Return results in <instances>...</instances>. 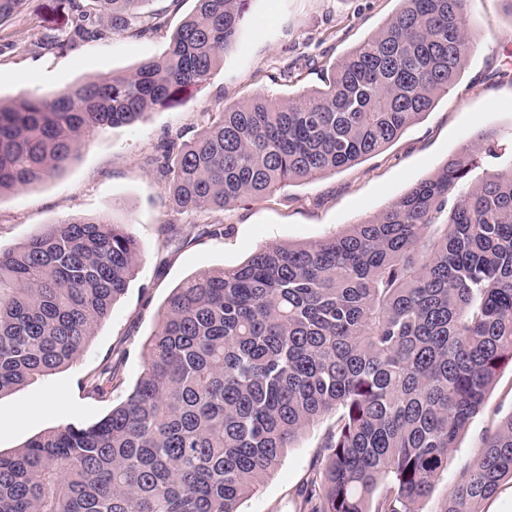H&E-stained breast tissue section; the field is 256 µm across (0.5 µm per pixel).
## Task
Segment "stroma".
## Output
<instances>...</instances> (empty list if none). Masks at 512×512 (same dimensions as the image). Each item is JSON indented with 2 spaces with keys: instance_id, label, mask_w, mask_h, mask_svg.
Instances as JSON below:
<instances>
[{
  "instance_id": "obj_1",
  "label": "stroma",
  "mask_w": 512,
  "mask_h": 512,
  "mask_svg": "<svg viewBox=\"0 0 512 512\" xmlns=\"http://www.w3.org/2000/svg\"><path fill=\"white\" fill-rule=\"evenodd\" d=\"M194 8L195 0H170L166 25L157 32L79 40L64 52L38 54L31 44L67 34L71 21L56 0H31L25 12L0 24V99L133 71L164 52ZM398 8V0H251L246 24L223 64L182 104L150 112L132 125L86 134L57 174L31 190L0 196V249L21 246L47 225L96 216L127 225L140 248L126 293L83 354L70 366L0 396V452H13L58 425L104 416L110 402L89 393L83 380L109 365L132 386L142 371V346L156 331L160 312L191 276L239 265L262 245L309 243L341 233L386 208L479 132L492 129L497 137L481 145L472 181L512 165V14L504 0H468L480 43L460 82L385 150L315 181L237 204L225 210L218 232L202 231L195 218L173 210L156 173L163 141L190 139L217 102L230 106L258 94L284 99L320 85L335 61ZM168 224L174 232H165ZM511 415L512 367L507 365L481 413L460 435L420 512H445L449 493L476 461L485 437ZM334 424L328 415L311 426L274 476L241 502V512H303L297 490L311 478L319 445Z\"/></svg>"
}]
</instances>
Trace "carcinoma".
Listing matches in <instances>:
<instances>
[{
  "label": "carcinoma",
  "instance_id": "obj_1",
  "mask_svg": "<svg viewBox=\"0 0 512 512\" xmlns=\"http://www.w3.org/2000/svg\"><path fill=\"white\" fill-rule=\"evenodd\" d=\"M153 0H62L73 36L162 27ZM249 0H196L158 58L0 102V195L64 168L83 136L181 102L223 63ZM322 86L222 106L157 172L210 227L237 202L383 151L459 83L477 45L466 0H400ZM30 0H0V24ZM467 143L341 234L265 245L174 290L142 371L98 421L0 453V512H239L288 449L336 416L299 490L303 512H419L501 368L512 363V165L469 182ZM136 238L106 217L0 252V395L76 360L128 286ZM123 381L86 382L108 400ZM512 479V415L445 512H482Z\"/></svg>",
  "mask_w": 512,
  "mask_h": 512
}]
</instances>
